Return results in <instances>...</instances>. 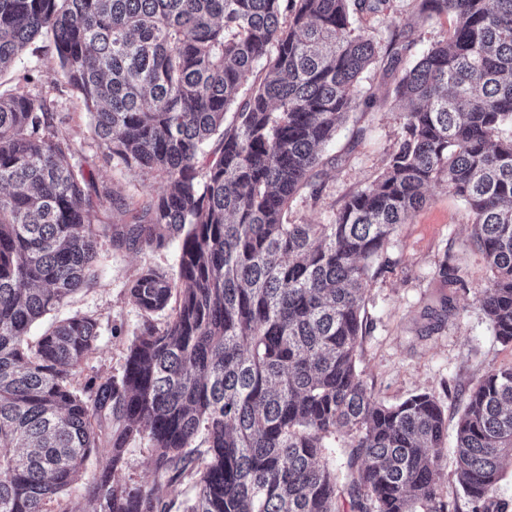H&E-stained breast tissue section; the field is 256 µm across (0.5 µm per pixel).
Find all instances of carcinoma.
I'll use <instances>...</instances> for the list:
<instances>
[{
	"label": "carcinoma",
	"instance_id": "1",
	"mask_svg": "<svg viewBox=\"0 0 512 512\" xmlns=\"http://www.w3.org/2000/svg\"><path fill=\"white\" fill-rule=\"evenodd\" d=\"M383 0H0V71L52 35L66 83L106 154L158 173L162 194L112 239L181 240L178 278L152 268L128 287L146 315L121 378L80 382L96 320L33 322L94 276L92 177L51 130L47 100L0 95V512H171V500L122 482L128 445L150 442L155 472L184 512H447L437 477L447 418L429 392L387 405L358 371L364 295L400 224L443 183L472 217L492 273L479 298L512 347V0H413L450 26L412 64L406 22L385 48L404 112L382 171L325 224H290L304 188L319 197L322 147L379 57L354 15ZM436 276L465 286L442 261ZM444 297L432 332L452 311ZM162 313L157 325L150 316ZM351 436L335 468L327 439ZM455 473L472 512H489L512 457V363L467 394ZM96 476V457L92 454L85 463V467L82 471L80 480L73 485L69 491V496L81 503V507L85 512H94L95 505L89 502L85 497V487L91 484Z\"/></svg>",
	"mask_w": 512,
	"mask_h": 512
}]
</instances>
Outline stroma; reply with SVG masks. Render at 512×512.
<instances>
[{
  "label": "stroma",
  "mask_w": 512,
  "mask_h": 512,
  "mask_svg": "<svg viewBox=\"0 0 512 512\" xmlns=\"http://www.w3.org/2000/svg\"><path fill=\"white\" fill-rule=\"evenodd\" d=\"M411 11L412 0H386L380 13L356 15L353 26L384 44L392 21L409 18ZM393 87V76L383 64L364 73L359 89L376 92L377 99L370 109L350 112L339 127L325 149L336 157V164L326 167L318 197L305 191L291 202L289 223L328 222L347 195L380 172L404 121ZM18 89L47 99L59 137L74 149L73 164L91 172L99 186L136 205L165 190L166 183L157 174L129 170L107 159L89 112L65 82L51 36L35 37L14 65L0 74V94ZM471 233V217L464 204L444 186H431L426 203L408 223L398 226L386 248L392 269L372 281L364 298L367 327L358 370L368 390L387 404L430 392L452 425L465 392L493 368L512 362V348L495 341L478 302L491 273L473 246ZM97 251L92 284L65 300L51 318L36 322L28 338L37 340L50 320L91 316L98 324L95 351L82 364L81 375L118 377L124 369L126 347L146 319L129 300L128 284L147 267L177 275L180 243L128 248L113 244L103 234ZM444 260L462 271L465 287H448L435 276L436 266ZM446 295L453 299V315L438 330L426 332L425 311L438 308ZM126 460L124 481L165 496L173 491L155 474L148 441L131 444Z\"/></svg>",
  "instance_id": "stroma-1"
}]
</instances>
